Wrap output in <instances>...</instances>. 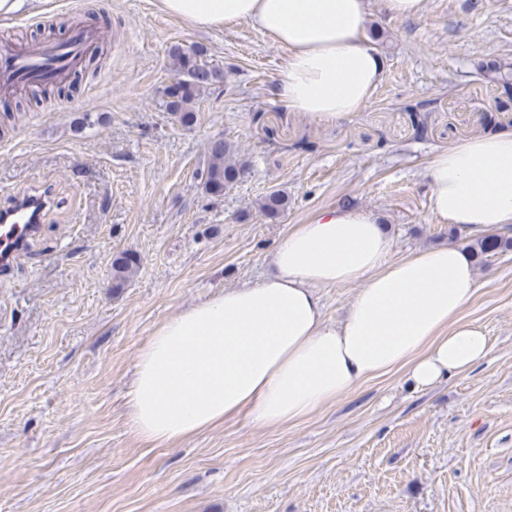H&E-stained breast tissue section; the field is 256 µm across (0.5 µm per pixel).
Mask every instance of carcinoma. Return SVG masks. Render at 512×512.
<instances>
[{"label":"carcinoma","mask_w":512,"mask_h":512,"mask_svg":"<svg viewBox=\"0 0 512 512\" xmlns=\"http://www.w3.org/2000/svg\"><path fill=\"white\" fill-rule=\"evenodd\" d=\"M171 69L175 73V82L165 89L168 98L167 108L184 126H191L197 119L196 103L200 96L214 81L211 73L217 66L207 59L202 47L185 48L173 43L168 48ZM491 81L503 91L512 87V64L491 62L480 67ZM250 164L239 145L227 138L212 139L206 147V178L203 188L206 194L219 197L229 186L239 182L248 173ZM288 193L273 190L257 202L262 214L274 218L288 209ZM512 250V238L487 237L473 244L476 256L484 259L498 253ZM139 259L131 254L122 253L112 260V291L125 287L136 273Z\"/></svg>","instance_id":"1"}]
</instances>
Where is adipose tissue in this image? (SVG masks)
I'll use <instances>...</instances> for the list:
<instances>
[{"label":"adipose tissue","mask_w":512,"mask_h":512,"mask_svg":"<svg viewBox=\"0 0 512 512\" xmlns=\"http://www.w3.org/2000/svg\"><path fill=\"white\" fill-rule=\"evenodd\" d=\"M192 27H257L288 58L272 92L291 112L336 122L358 111L383 60L365 40L367 0H160ZM432 213L483 237L512 229V133L476 136L430 161ZM377 215L332 208L295 225L253 285L224 290L170 317L140 350L129 392L134 432L184 439L248 414L255 424L302 420L393 371L433 385L489 354L463 322L478 287L472 252L450 243L390 261ZM363 280L337 322L320 288Z\"/></svg>","instance_id":"adipose-tissue-1"}]
</instances>
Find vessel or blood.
Returning a JSON list of instances; mask_svg holds the SVG:
<instances>
[{
    "instance_id": "b4317fda",
    "label": "vessel or blood",
    "mask_w": 512,
    "mask_h": 512,
    "mask_svg": "<svg viewBox=\"0 0 512 512\" xmlns=\"http://www.w3.org/2000/svg\"><path fill=\"white\" fill-rule=\"evenodd\" d=\"M87 41L83 29L72 31L65 45L50 44L36 51L0 55V84L19 86L71 69ZM46 196L30 195L0 211V269H9L38 229Z\"/></svg>"
}]
</instances>
